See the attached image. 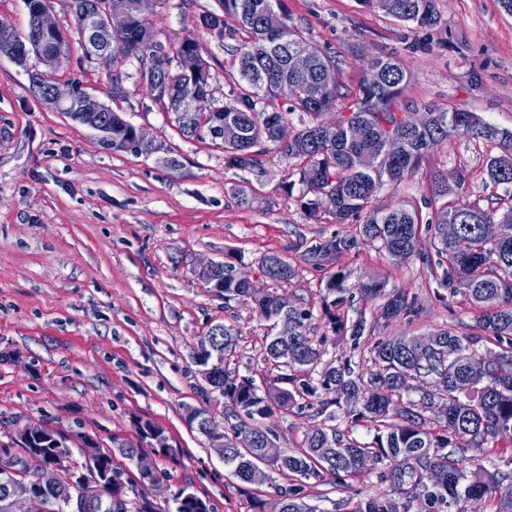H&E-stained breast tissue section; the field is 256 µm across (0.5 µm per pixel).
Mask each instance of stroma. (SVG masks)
Segmentation results:
<instances>
[{
  "label": "stroma",
  "instance_id": "stroma-1",
  "mask_svg": "<svg viewBox=\"0 0 512 512\" xmlns=\"http://www.w3.org/2000/svg\"><path fill=\"white\" fill-rule=\"evenodd\" d=\"M285 7L291 23L337 62L342 93L357 91L374 58L391 55L411 76L399 108L474 112L512 131V15L498 0H437L438 23L426 28L394 19L371 0H285ZM216 8V0H155L147 22L162 44L188 36L199 43L220 102L234 86L237 58L230 41L200 25L202 13ZM53 16L72 35L55 80L116 104L161 149L145 155L103 146L98 133L34 95L30 76L44 71L42 61L32 55L20 65L0 49V448L21 454L16 434L29 423L65 437L82 430L109 448L136 441L132 422L141 418L181 450L177 461H155L161 484L152 498L160 512H175L184 490L209 500L212 512H249L254 496L274 503L287 477L243 486L185 420L187 409L206 408L219 428L235 422L231 407L215 404L193 360L212 324L239 331L228 359L233 374L260 385L268 373L259 352L269 322L200 284L194 265L223 261L259 281L263 256L280 255L296 275L275 291L312 309L310 334L322 340L324 361L349 360L358 371L370 366L367 347L335 334L322 312L323 303L335 302L326 288L335 273L350 286L373 278L415 296L419 314L410 319H381L378 303L356 297L335 303L345 320L365 315L375 341L441 328L472 333L479 311L459 295L440 300L419 256L397 259L368 244L334 253L321 267L308 264L309 246L354 237L356 227L311 216L302 184L281 191L294 159L274 146L259 168L226 167L221 146L178 132L172 114L144 88L137 58H86L67 0H53ZM116 73L123 88L117 100ZM499 153L496 144L452 135L424 154L415 176L384 185L373 205L421 203L438 179L461 168L469 173L465 199L487 198L493 188L486 161ZM239 187L258 207L239 204ZM326 423L317 404L281 414L276 446L296 451ZM378 471L370 466L342 488L308 483L307 501L318 512H350L357 501L388 493Z\"/></svg>",
  "mask_w": 512,
  "mask_h": 512
}]
</instances>
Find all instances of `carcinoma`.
Returning a JSON list of instances; mask_svg holds the SVG:
<instances>
[{"instance_id": "obj_1", "label": "carcinoma", "mask_w": 512, "mask_h": 512, "mask_svg": "<svg viewBox=\"0 0 512 512\" xmlns=\"http://www.w3.org/2000/svg\"><path fill=\"white\" fill-rule=\"evenodd\" d=\"M73 9L79 41L94 47L112 49V58L135 56L143 62V70L151 72L148 90L155 81L166 86L169 94L183 101L194 93H212L213 76L201 54L199 43L186 37L175 47L166 48L143 16H130L115 28L107 29L104 15L95 4L106 0H78ZM218 10L201 15L200 23L218 39H234L243 33L238 43V78L228 97L204 127L173 111L178 130L185 137L222 138L224 127L237 131L234 139L226 140L224 162L237 169H254L262 164L261 156L268 144L280 139L275 128L288 123V116L299 112L310 117V123L292 141L283 144L288 157L297 160L295 173L312 198L306 202L309 213L320 210L324 196L334 198L329 211L336 224L357 222V238H334L317 242L306 250V260L319 265L334 252L349 249L358 243L377 244L389 255H414L427 266L442 268L440 285L449 296L461 294L480 309L482 333H460L440 329L432 333L430 351L418 353L413 338L393 336L369 343L371 329L361 316L346 324L343 333L354 346L369 343L372 366L357 372L350 361L322 368L319 385L301 379L298 373L321 363L323 351L308 336L312 311L302 306L290 318L294 321L283 348L266 337L261 359L271 364L276 374L266 379L262 390L251 377L238 378L226 370V358L235 351L238 332L227 325H212L200 341L202 358L214 356L210 334L223 337V366L214 369L210 386L228 401L239 422L224 433V465L244 485L252 484L250 472L266 464L284 476H294L297 482L279 490L284 512H314L305 500V481H323L330 477L340 487L357 477L362 457L370 455L382 465L381 482L389 485L399 498L370 497L357 504L351 512H410V503L424 500L433 508H455L464 512L463 504L471 499H484L492 512H512V475L497 468L490 470L467 455L468 450L499 451L503 443L512 444V377L501 380L487 374L482 361L492 369L512 371V132L502 130L473 112L439 111L429 108L417 122H410L407 112L395 110L409 81V74L396 57L375 58L359 84L358 91L347 97L345 112L358 124L356 133L333 131L322 125L319 117L336 108L342 98L338 68L309 39L292 25L284 24L279 32L267 31L261 22L263 12L277 8L284 13V0H217ZM386 14L418 27H431L438 22L435 0H369ZM46 51L33 47L15 57L25 64L33 53L49 67L62 64L67 58L68 44L48 35L41 38ZM306 51L312 58V72L295 77L288 66V52ZM297 85L298 92L289 102H278V86L285 80ZM100 125L112 127V142L103 145L114 150L133 151V126L120 114L109 109L96 116ZM460 134L486 142L497 143L502 153L488 160L487 176L491 183L502 186L505 197L500 204L482 207L477 202L456 205L443 204L437 209L434 223H423L419 211L404 204L386 211L371 206L382 186L397 184L412 175L428 148ZM372 151L378 157V168L364 171L359 156ZM466 177L455 175L454 186L448 179L436 182L433 197L446 198L453 192L461 195ZM494 222L500 234L496 240L481 235V225ZM434 239L438 258L433 260L419 251L422 233ZM264 277L271 282H286L295 274L287 260L276 254L263 257ZM361 299H383L380 317H414L418 314L415 298L404 291L387 293L375 280L353 286ZM220 291L224 299H237L252 306L257 315L267 321L275 319L279 309L274 291L262 283L242 285L224 277ZM492 340L500 351L483 355L480 348ZM467 376L477 380L469 390L463 381ZM335 394L330 400L320 399L319 390ZM418 398H412V395ZM320 406L342 411L346 429L334 425L319 427L304 441L296 454H284L269 460L262 455L267 438L275 435L269 419L282 410L304 408L311 399ZM447 404L446 416L431 421L426 416L433 402ZM372 423L377 435L371 443L352 438L353 428ZM140 443L123 442L117 451L99 445L88 449L91 464L80 474L83 479L100 472L112 473V490L105 491L94 501L69 500L68 493L41 481L40 471H29L23 457L5 453L0 465L22 463L21 476L0 483V512H6L7 496L17 490L37 488L47 495L57 512H160L145 489L122 479L115 466L114 453L131 460L147 446L163 459H176L179 449L163 447L159 439H167L164 430L149 420L134 423ZM134 498H129V495ZM175 512H212L201 497L183 493L177 499Z\"/></svg>"}]
</instances>
